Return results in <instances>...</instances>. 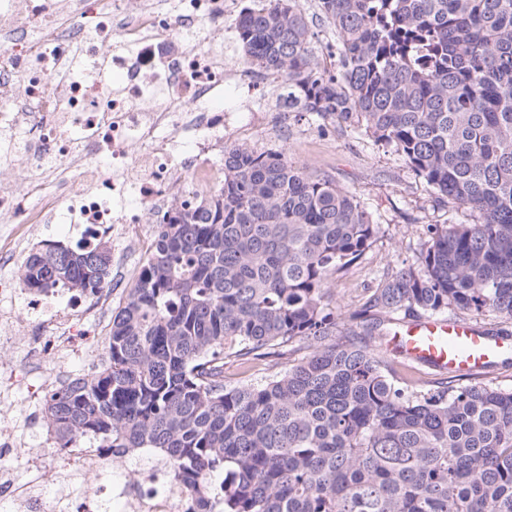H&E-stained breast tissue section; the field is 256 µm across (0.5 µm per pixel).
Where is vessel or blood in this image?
Wrapping results in <instances>:
<instances>
[{"label": "vessel or blood", "instance_id": "1", "mask_svg": "<svg viewBox=\"0 0 512 512\" xmlns=\"http://www.w3.org/2000/svg\"><path fill=\"white\" fill-rule=\"evenodd\" d=\"M392 342L398 354L412 362L473 374L487 370L498 358L512 353V340L454 318H426L407 325Z\"/></svg>", "mask_w": 512, "mask_h": 512}]
</instances>
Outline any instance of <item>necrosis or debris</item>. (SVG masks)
Returning a JSON list of instances; mask_svg holds the SVG:
<instances>
[{
  "mask_svg": "<svg viewBox=\"0 0 512 512\" xmlns=\"http://www.w3.org/2000/svg\"><path fill=\"white\" fill-rule=\"evenodd\" d=\"M236 0H0V222L65 224L76 244L120 224H155L173 197L191 204L224 183V147L263 132L265 72L217 49ZM233 108H225L226 98ZM111 288L20 293L0 279V347L22 315L44 334L28 368L79 350ZM23 311H16V298ZM111 455L28 447L0 412V512H186L189 496L160 462L91 485Z\"/></svg>",
  "mask_w": 512,
  "mask_h": 512,
  "instance_id": "necrosis-or-debris-1",
  "label": "necrosis or debris"
}]
</instances>
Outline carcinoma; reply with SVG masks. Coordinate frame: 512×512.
I'll return each mask as SVG.
<instances>
[{
    "label": "carcinoma",
    "mask_w": 512,
    "mask_h": 512,
    "mask_svg": "<svg viewBox=\"0 0 512 512\" xmlns=\"http://www.w3.org/2000/svg\"><path fill=\"white\" fill-rule=\"evenodd\" d=\"M333 63L301 0H249L244 62L282 78L288 111L341 120L474 215L431 224L417 261L382 276L367 335L393 315L512 323V0H317ZM373 213L288 158L224 147V185L156 225L112 314L108 363L44 403L60 448H154L189 512H512V389L456 374L421 384L374 341L336 335L329 284L368 251ZM112 246L46 244L22 287H105ZM308 353L257 384L224 361ZM223 475L220 483L212 476ZM304 4V8L306 11V15L308 17V20L310 22L311 29L317 33L315 35L312 45H313V51L315 56L318 58V60L322 62H327L329 64L330 59L327 55V49L326 44L328 41H330V37L326 32H321L323 30L322 26H320V22L315 18L314 13L316 10V2L314 0H301Z\"/></svg>",
    "instance_id": "carcinoma-1"
}]
</instances>
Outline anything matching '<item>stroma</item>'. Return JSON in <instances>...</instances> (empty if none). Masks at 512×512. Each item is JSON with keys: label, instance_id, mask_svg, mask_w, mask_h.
Instances as JSON below:
<instances>
[{"label": "stroma", "instance_id": "obj_1", "mask_svg": "<svg viewBox=\"0 0 512 512\" xmlns=\"http://www.w3.org/2000/svg\"><path fill=\"white\" fill-rule=\"evenodd\" d=\"M242 144L258 149L287 150L291 160L309 170L330 175L337 186L368 205L378 218V233L372 247L346 272L330 284V307L336 318L337 335L349 331L363 333L366 322L360 311L373 288L374 276L383 271H397L412 264L425 249L430 224H468L470 211L459 204L433 194L416 178L404 161L386 148L346 129L335 122L318 126L317 122L274 113L269 128L259 135H243ZM117 289L100 311L96 352L93 358L72 353L52 365L53 384H60L71 374H91L107 359L104 338L112 315L124 296ZM302 355L295 349L284 356H270L242 367L230 362L224 366V383L234 387L259 383L267 376L287 370ZM43 375L34 372L20 380L13 390V416L20 431L33 448H50L54 440L43 418V396L30 392L40 385Z\"/></svg>", "mask_w": 512, "mask_h": 512}]
</instances>
